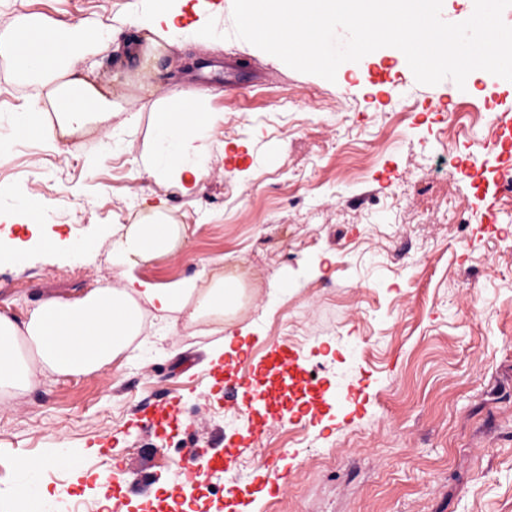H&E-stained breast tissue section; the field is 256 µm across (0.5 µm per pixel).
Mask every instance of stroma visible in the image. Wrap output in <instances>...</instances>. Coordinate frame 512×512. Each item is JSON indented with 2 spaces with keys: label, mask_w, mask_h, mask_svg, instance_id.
<instances>
[{
  "label": "stroma",
  "mask_w": 512,
  "mask_h": 512,
  "mask_svg": "<svg viewBox=\"0 0 512 512\" xmlns=\"http://www.w3.org/2000/svg\"><path fill=\"white\" fill-rule=\"evenodd\" d=\"M133 2L0 0V27L30 13L104 23L143 49L151 35L131 26ZM216 2L217 44L181 36L146 60L90 52V81L118 103L107 136H14L13 112L33 103L50 120L58 105L11 66L0 83V212L23 246L0 255V312L23 321L43 297L81 296L110 274L125 226L161 204L184 225L182 244L137 275L164 285L219 259L261 283L235 312L256 330L252 359L273 342L292 346L333 401L290 447L279 445L283 421L239 448L227 475H187L185 450L217 451L218 431L237 445L246 416L212 377L210 325L154 332L97 373L48 374L0 400V512H28L25 457L45 462L46 512H138L186 485L209 492L199 512L239 500L248 512H512V214L440 168L485 152L512 84L481 70L462 88L423 85L388 47L359 61L364 82L345 65L330 82L235 37L233 0ZM171 91L205 92L220 115L209 171L189 195L137 165L155 102ZM472 107L482 119L447 139L449 110ZM457 210L464 223H450ZM33 222L43 237L94 247L50 251ZM281 281L287 294H272ZM172 396L180 423L148 430L145 409ZM107 471L114 479L100 482ZM144 479L148 496L133 494Z\"/></svg>",
  "instance_id": "stroma-1"
}]
</instances>
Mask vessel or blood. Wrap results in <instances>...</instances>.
I'll return each mask as SVG.
<instances>
[{
    "label": "vessel or blood",
    "instance_id": "vessel-or-blood-1",
    "mask_svg": "<svg viewBox=\"0 0 512 512\" xmlns=\"http://www.w3.org/2000/svg\"><path fill=\"white\" fill-rule=\"evenodd\" d=\"M500 113L493 139L487 146L488 155H494L498 169L487 166L486 157L471 156L461 164L465 175L475 178L485 197L497 198L503 189L502 175L512 169V101H506ZM261 375L241 376L235 363L225 362L218 366L216 379L224 387L225 400L246 404L255 386H262L264 412L251 421L240 437L241 447H248L273 424L288 413L289 390H296L309 399L310 409H318L321 396L313 386L307 371L294 358L288 346L277 344L268 347L260 365ZM178 418L176 405L169 400L153 404L145 414L144 424L150 429L164 428Z\"/></svg>",
    "mask_w": 512,
    "mask_h": 512
}]
</instances>
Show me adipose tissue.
Listing matches in <instances>:
<instances>
[{"mask_svg":"<svg viewBox=\"0 0 512 512\" xmlns=\"http://www.w3.org/2000/svg\"><path fill=\"white\" fill-rule=\"evenodd\" d=\"M186 5L187 0H137L134 25L170 42ZM23 33L52 34L64 51L56 57L39 56L34 46L22 45ZM112 44V31L105 25L60 29L37 14L20 16L10 32L0 35V55L41 82L60 108L51 121L34 107L14 113L13 132L60 141L91 124L108 130L114 103L88 81L92 64L86 48L108 52ZM157 105L140 166L151 178L193 192L208 172V137L218 115L202 95L188 109L175 94L163 96ZM183 234V226L169 223L162 208H154L149 221L130 225L113 243L112 271L88 293L71 302L44 298L22 324L0 313V393H21L48 372L87 376L101 371L130 349L149 315H176L190 325L205 319L223 325L245 295L238 278L203 272L160 286L135 272L138 265L171 254ZM25 341L34 344V358L21 354Z\"/></svg>","mask_w":512,"mask_h":512,"instance_id":"obj_1","label":"adipose tissue"}]
</instances>
